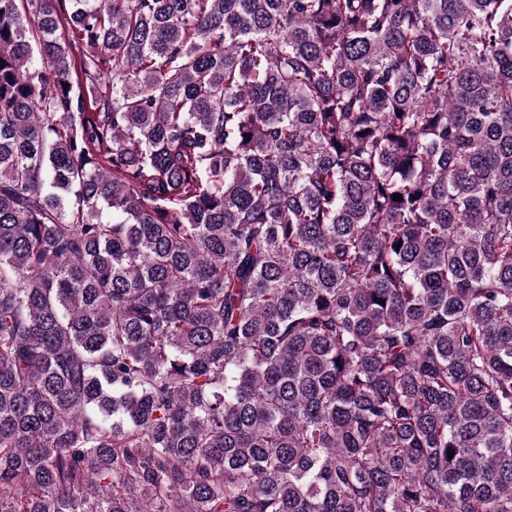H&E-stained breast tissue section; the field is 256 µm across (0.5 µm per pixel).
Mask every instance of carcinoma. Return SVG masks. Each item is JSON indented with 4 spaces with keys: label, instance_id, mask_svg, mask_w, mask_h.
<instances>
[{
    "label": "carcinoma",
    "instance_id": "carcinoma-1",
    "mask_svg": "<svg viewBox=\"0 0 512 512\" xmlns=\"http://www.w3.org/2000/svg\"><path fill=\"white\" fill-rule=\"evenodd\" d=\"M69 2L0 0V512H512V0Z\"/></svg>",
    "mask_w": 512,
    "mask_h": 512
}]
</instances>
